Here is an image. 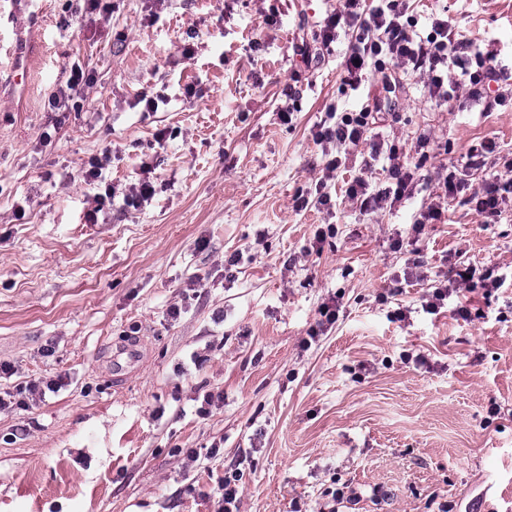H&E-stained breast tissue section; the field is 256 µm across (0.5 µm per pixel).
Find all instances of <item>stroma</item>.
<instances>
[{"label":"stroma","instance_id":"stroma-1","mask_svg":"<svg viewBox=\"0 0 512 512\" xmlns=\"http://www.w3.org/2000/svg\"><path fill=\"white\" fill-rule=\"evenodd\" d=\"M4 8L21 37L0 60V392L60 388L0 409V512H217L230 466L238 512H512V206L488 224L457 196L440 223L412 224L447 165L479 189L470 145L512 151V102L462 90L440 107L424 75L390 66L352 91L344 36L305 64L294 46L343 0ZM433 13L512 65V0H414L418 30ZM75 66L92 84L53 108ZM388 74L376 139L422 161L427 190L361 213L348 181L385 174L356 152L328 184L331 213L296 210L328 161L313 140L326 104L361 106ZM145 180L152 200L127 205ZM395 238L431 274L469 263L502 285L471 293L469 318L453 296L427 313L431 284ZM333 302L336 324L312 336ZM202 388L224 395L206 416Z\"/></svg>","mask_w":512,"mask_h":512}]
</instances>
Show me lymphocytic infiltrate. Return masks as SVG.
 <instances>
[{
  "instance_id": "lymphocytic-infiltrate-1",
  "label": "lymphocytic infiltrate",
  "mask_w": 512,
  "mask_h": 512,
  "mask_svg": "<svg viewBox=\"0 0 512 512\" xmlns=\"http://www.w3.org/2000/svg\"><path fill=\"white\" fill-rule=\"evenodd\" d=\"M409 9L410 0H346L344 10L325 19L316 33L323 46H331L340 34L350 37L343 62V80L351 89H359L371 71L379 69L387 58L399 70L424 73L429 99L436 104H447L461 88L476 102L490 96L505 101V94H493L492 89L512 84V71L495 63L492 54L476 50L470 39L453 33L447 19L440 16H432L430 32L421 34L404 21ZM374 124L375 114L369 107L341 112L336 105L327 106L313 138L330 158L315 195L299 196L297 209L330 210L331 197L325 188L342 164V153L365 143ZM370 158L384 160V170L391 184L374 190L363 176L353 177L345 195L355 201L360 210L376 212L388 201L397 202L412 195L417 186L416 170L402 161L397 149L385 151L375 143L371 145ZM511 197L512 157H507L501 172L485 176L469 201L479 215L494 220L501 216L505 201ZM497 285L491 273L478 272L471 265L461 266L452 270L448 283L435 287L427 295L424 307L428 313H438L444 300L454 294L461 298L456 313L465 319L469 316V307L463 300L464 295L479 286L494 288Z\"/></svg>"
}]
</instances>
